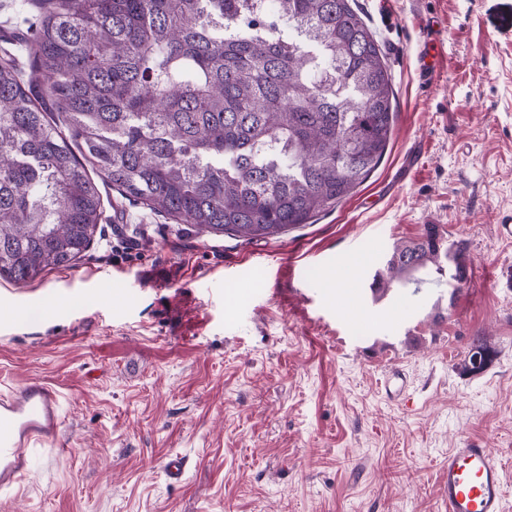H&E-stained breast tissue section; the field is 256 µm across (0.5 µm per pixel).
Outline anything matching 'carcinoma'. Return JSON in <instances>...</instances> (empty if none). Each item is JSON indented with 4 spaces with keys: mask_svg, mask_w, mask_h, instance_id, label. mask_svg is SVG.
Listing matches in <instances>:
<instances>
[{
    "mask_svg": "<svg viewBox=\"0 0 512 512\" xmlns=\"http://www.w3.org/2000/svg\"><path fill=\"white\" fill-rule=\"evenodd\" d=\"M44 3L29 78L0 60L1 279L82 257L103 214L92 172L177 224L252 242L352 196L386 154L392 78L355 0ZM412 246L393 248L386 283L445 261L465 278L466 246L436 226ZM494 357L475 337L461 371Z\"/></svg>",
    "mask_w": 512,
    "mask_h": 512,
    "instance_id": "carcinoma-1",
    "label": "carcinoma"
}]
</instances>
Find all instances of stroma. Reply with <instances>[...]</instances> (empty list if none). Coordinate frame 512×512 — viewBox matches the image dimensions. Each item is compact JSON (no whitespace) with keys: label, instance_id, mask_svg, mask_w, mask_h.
I'll use <instances>...</instances> for the list:
<instances>
[{"label":"stroma","instance_id":"stroma-1","mask_svg":"<svg viewBox=\"0 0 512 512\" xmlns=\"http://www.w3.org/2000/svg\"><path fill=\"white\" fill-rule=\"evenodd\" d=\"M42 0H0V58ZM393 75L387 153L312 223L198 234L100 184L72 266L0 279V388L61 396L0 512H444L448 451L491 445L512 512V0H356ZM437 225L472 273L372 295L393 247ZM131 239L133 252L113 240ZM496 356L459 365L473 337ZM406 399L387 396L390 370ZM188 465L170 485L164 464Z\"/></svg>","mask_w":512,"mask_h":512}]
</instances>
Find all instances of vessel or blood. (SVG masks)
<instances>
[{"label":"vessel or blood","mask_w":512,"mask_h":512,"mask_svg":"<svg viewBox=\"0 0 512 512\" xmlns=\"http://www.w3.org/2000/svg\"><path fill=\"white\" fill-rule=\"evenodd\" d=\"M62 431L60 394L32 379L0 390V491L15 490L28 470V449L52 445ZM445 512H505L502 469L489 444L448 451Z\"/></svg>","instance_id":"vessel-or-blood-1"}]
</instances>
